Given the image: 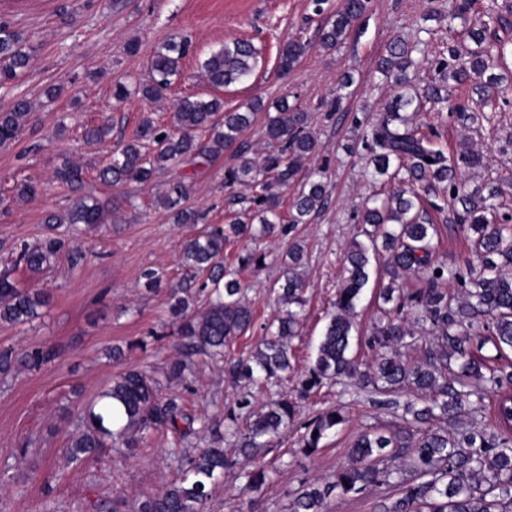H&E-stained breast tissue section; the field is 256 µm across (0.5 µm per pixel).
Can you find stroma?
I'll return each mask as SVG.
<instances>
[{"instance_id": "stroma-1", "label": "stroma", "mask_w": 512, "mask_h": 512, "mask_svg": "<svg viewBox=\"0 0 512 512\" xmlns=\"http://www.w3.org/2000/svg\"><path fill=\"white\" fill-rule=\"evenodd\" d=\"M434 6V0H370L369 11L345 43L327 52L316 46L326 18L314 14L311 0H0V22L23 33L35 48L31 68L12 88L0 89V108L18 96L32 106L31 122L19 138L0 146V271L9 270L21 285L43 289L49 297L32 322L0 323V348L44 347L56 353L40 370L0 377V512H88L92 501L118 494L124 497L119 512H136L144 496L158 493L177 478L171 450L178 447L179 437L169 431L149 432L126 457L107 447L84 462L69 460L67 448L78 415L120 368L151 370L161 396L180 395L193 414L227 417L245 396L253 405L265 404L269 394L248 392L234 382L229 370L240 355L259 345L262 325L282 313L272 288L282 278L283 258L296 241L304 246L307 302L300 337L292 343L293 376L273 391L295 404L296 415L287 438L262 450L275 472L258 495L260 512H289L302 486L325 480L346 464L353 442L371 426L402 425L401 412L380 408L368 397L329 382L301 398L298 382L312 366L314 347L336 299L343 250L357 231L353 215L365 198L380 190L366 175L365 159L343 149L353 135L354 118L385 111L393 95L376 71L379 55L397 37L418 43L431 58L452 48L464 53L473 47L463 20L432 16ZM180 34L189 35L193 47L163 99L149 102L135 96L116 102L113 84L147 81L153 55ZM291 37L311 41L314 47L284 76L277 54ZM236 38L253 40L262 53L247 82L219 92L225 110L244 107L256 98L268 105L285 97L308 112L318 139L310 164L327 167L330 203L309 223L287 225L276 235L225 248L224 262L238 267L256 326L234 338L223 359L196 357L193 377L185 382L168 374L176 336L167 303L171 288L183 278V243L200 227L174 223L158 197L180 175H189L186 207L206 212L209 223H225L229 194H252L245 186L224 185L225 171L236 163L233 150L196 172L187 166L159 173L130 201L121 190L110 189L111 223L71 235L72 245L88 254L80 267H71L62 254L51 267L34 274L15 265L14 253L47 234L48 212L63 209L70 201L69 190L51 180L60 156H70L83 167L88 181H95L98 166L145 114L167 124L176 99L216 93L205 81L201 63L212 50ZM131 43L138 44L137 53L128 52ZM345 72L354 77L345 109L326 119L319 105L335 95L338 78ZM52 86L58 94L46 98L45 91ZM448 96L468 99L477 121L425 100L415 116L417 125L425 132L434 128L443 133L448 151L466 141L483 153L484 165L465 173L468 185L499 188L503 203L512 209V104L482 99L470 83L449 82ZM107 119L112 122L111 135L101 142L86 141V128ZM22 181L40 183L43 193L30 201L14 198L10 188ZM432 217L441 229L439 259L452 267H478L468 234L455 223L451 207ZM255 249L266 252L265 267L239 268V255ZM147 268L162 273L161 288L152 291L145 286L141 273ZM376 292V285H368L351 344V354L364 371L373 362L369 334L378 311ZM115 344L125 349L119 363L106 356ZM334 406L344 408L346 422L321 448L304 455V424L318 410ZM20 448L26 451L21 459L16 456ZM224 453L232 465L223 482L213 487L206 512H238L239 476L249 459L231 439L225 441Z\"/></svg>"}]
</instances>
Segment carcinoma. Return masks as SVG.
I'll return each instance as SVG.
<instances>
[{
  "instance_id": "carcinoma-1",
  "label": "carcinoma",
  "mask_w": 512,
  "mask_h": 512,
  "mask_svg": "<svg viewBox=\"0 0 512 512\" xmlns=\"http://www.w3.org/2000/svg\"><path fill=\"white\" fill-rule=\"evenodd\" d=\"M369 0H343L329 15L322 28L318 47L334 51L354 24L368 10ZM477 16V26L468 37L476 48L450 59L413 57L417 46L393 40L384 47L376 71L391 81L394 95L375 121L356 122L362 129L348 149L368 155L370 176L390 184L383 194L365 200L358 223L367 241L353 238L344 254V278L336 292L333 310L328 313L324 332L316 346L313 367L302 382L305 392L323 381L338 384L356 380V386L377 396L382 407L397 406L389 395L410 388L423 398L420 409L404 403L406 427L397 432L382 428L360 435L352 445V462L340 466L323 488L310 485L297 494L292 512H327L326 498L332 491L344 497L361 494L366 488L382 489L384 512H512V362L506 349L512 350V213L500 212L498 191L482 187L468 189L464 171L483 164V155L464 144L448 152L439 144L440 134L431 130L422 134L413 125L411 114L421 108L420 98L412 93L410 70L432 73L429 99L446 102L442 94L445 78L473 83L478 93L494 91L506 94L501 78L487 74L501 56L504 46L491 40L489 24L503 21L497 0H448V19L469 21ZM188 41L175 39L150 61V79L131 85L118 83L113 97L119 101L139 94L159 100L180 74V63L188 51ZM312 44L298 38L285 40L279 51L278 69L286 74L311 50ZM31 46L8 24H0V87L14 84L29 68ZM259 50L247 40L226 43L204 61L208 83L215 89L248 81L256 67ZM263 108L260 100L247 105V111L226 112L217 96H186L173 106V122L158 125L146 116L133 135L104 161L99 170L100 183L122 188L144 187L156 172L181 165H208L224 150L235 148L238 163L224 174L225 184L247 185L255 191L250 205L233 212L224 226L208 225L186 240L182 248L185 276L181 288L171 294L169 314L177 323L176 360L169 365V376L186 378L195 355L221 356L224 345L254 327V314L244 297L235 271L224 266V247L246 235H253L259 224L263 235L274 233L276 226L304 224L328 204L326 172L305 167L317 147V137L308 126V113L285 98L276 104L275 113H267L264 137L271 150L262 159L240 140L254 114ZM31 104L15 99L0 109V145L14 141L29 125ZM208 133L205 142L197 133ZM52 181L76 193L72 204L47 217L51 233L34 244L24 245L17 263L32 273L49 266L63 250L71 266L84 263L87 253L52 234L58 224H83L86 228L107 223L111 198L99 194L86 181L81 165L63 156L53 168ZM299 182L288 216L281 210L280 191ZM442 188L446 201L455 205L454 219L471 232L474 255L481 268L476 275L465 276L436 257L440 229L428 214V208L441 206L429 200L435 188ZM20 199H32L42 187L34 182L12 186ZM188 192L178 179L167 189L163 204L173 211L177 224H198L201 215L178 207ZM383 259V274L388 282L378 292L380 317L371 330L376 349L373 370L362 371L349 354L364 290L372 275L371 260ZM303 248L293 244L288 251V274L279 285L278 299L285 313L264 325V338L254 351L238 360L232 376L250 384L267 385L288 375L291 368V342L300 335V308L305 304L304 280L297 269L303 265ZM441 275H436V272ZM422 274L421 285L406 287L405 278ZM457 284L458 292L449 290ZM211 295L202 309L192 308L193 288ZM45 292L19 286L8 273H0V323L20 326L33 319L47 305ZM414 315L422 331L432 337L422 357L414 363L404 361L398 349L410 348L417 341L407 325ZM492 346L493 355L483 350ZM51 356L40 349L18 352L0 349V375L8 376L22 367L38 370ZM460 361L459 371L448 375L451 359ZM388 399L381 400L379 396ZM487 396L495 398V424L488 427L463 422ZM244 397L238 404L247 414L246 432L227 426L219 433L221 420L189 413L175 397L158 395L157 383L146 369H124L112 378L100 395V405L90 406L80 419L79 433L68 448L69 460L81 462L100 453L105 440L117 448L133 450L150 431L169 430L185 440L201 432L210 436L205 448L181 453L180 478L164 491L150 495L138 512H204L211 486L224 476L229 461L224 455V435L237 439L240 451L252 458L251 468L240 474V512H256L257 492L270 479V466L257 449L266 441L288 434L295 405L277 401L268 409L254 412ZM443 420L454 426L449 432L434 427ZM345 421L341 409H326L304 426L303 451L311 454ZM407 457V466L392 464Z\"/></svg>"
}]
</instances>
